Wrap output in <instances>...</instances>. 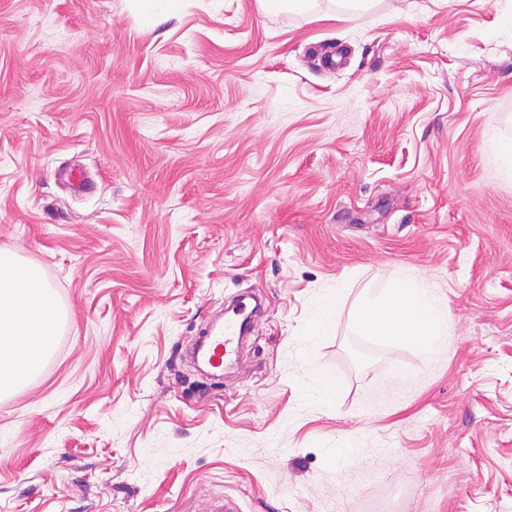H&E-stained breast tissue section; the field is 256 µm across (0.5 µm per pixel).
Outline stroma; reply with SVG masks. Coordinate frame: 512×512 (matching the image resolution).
I'll return each instance as SVG.
<instances>
[{
	"mask_svg": "<svg viewBox=\"0 0 512 512\" xmlns=\"http://www.w3.org/2000/svg\"><path fill=\"white\" fill-rule=\"evenodd\" d=\"M508 141L512 0H0V248L62 312L0 395V512H512ZM410 274L433 356L357 325ZM248 297H240L231 309L234 317H226L230 311H226L224 316L223 330L216 333L217 327L212 325L202 333L201 339L196 342L190 353L191 355L200 348L205 349L207 361L211 369L215 372L224 371V360L232 356L236 351V345L239 336L242 334L243 323L247 320L249 302ZM242 317L240 323L236 317Z\"/></svg>",
	"mask_w": 512,
	"mask_h": 512,
	"instance_id": "1",
	"label": "stroma"
}]
</instances>
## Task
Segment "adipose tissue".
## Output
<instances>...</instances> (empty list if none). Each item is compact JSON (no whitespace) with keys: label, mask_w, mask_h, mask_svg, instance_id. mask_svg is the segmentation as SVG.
<instances>
[{"label":"adipose tissue","mask_w":512,"mask_h":512,"mask_svg":"<svg viewBox=\"0 0 512 512\" xmlns=\"http://www.w3.org/2000/svg\"><path fill=\"white\" fill-rule=\"evenodd\" d=\"M15 258L0 249V374L18 365H35L49 352L58 320V304L45 287L38 268H30L31 289L19 296L11 270ZM448 310L423 280L412 277L393 289L367 292L361 302L358 324L369 335L385 340L413 341L429 354L447 339Z\"/></svg>","instance_id":"ef3b65f1"}]
</instances>
